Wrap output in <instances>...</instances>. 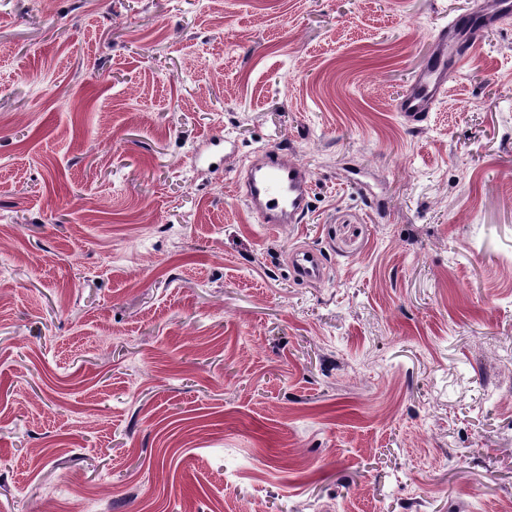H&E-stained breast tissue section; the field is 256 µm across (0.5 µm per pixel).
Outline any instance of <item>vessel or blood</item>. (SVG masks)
I'll list each match as a JSON object with an SVG mask.
<instances>
[{"mask_svg": "<svg viewBox=\"0 0 512 512\" xmlns=\"http://www.w3.org/2000/svg\"><path fill=\"white\" fill-rule=\"evenodd\" d=\"M512 18V0H497L495 12L482 10L455 17L438 35L441 51L417 74L396 110L407 124L426 119L432 106L447 90L448 70L460 65L477 41L481 29ZM249 210L264 224H300L309 207L312 174L309 169L283 160L280 150L262 151L257 162L242 174ZM296 278L312 282L322 278L323 262L317 252L301 248L290 255Z\"/></svg>", "mask_w": 512, "mask_h": 512, "instance_id": "b4317fda", "label": "vessel or blood"}]
</instances>
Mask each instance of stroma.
Returning a JSON list of instances; mask_svg holds the SVG:
<instances>
[{"mask_svg":"<svg viewBox=\"0 0 512 512\" xmlns=\"http://www.w3.org/2000/svg\"><path fill=\"white\" fill-rule=\"evenodd\" d=\"M472 6L0 0V512H503L512 20L395 109ZM281 154L279 149H266L247 166L242 174L244 197L262 224H301L309 207L312 174L284 161ZM294 276L302 282H312L323 277L322 257L309 248H300L290 255Z\"/></svg>","mask_w":512,"mask_h":512,"instance_id":"1","label":"stroma"}]
</instances>
